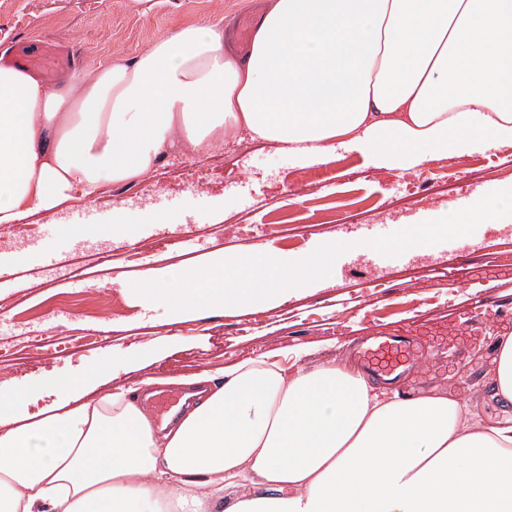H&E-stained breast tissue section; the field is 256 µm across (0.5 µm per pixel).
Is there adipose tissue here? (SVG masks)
I'll return each mask as SVG.
<instances>
[{"label":"adipose tissue","mask_w":512,"mask_h":512,"mask_svg":"<svg viewBox=\"0 0 512 512\" xmlns=\"http://www.w3.org/2000/svg\"><path fill=\"white\" fill-rule=\"evenodd\" d=\"M319 159L353 144L417 164L512 143V0H271L241 59L223 23L55 88L0 65V224L150 174L174 139L225 132ZM512 405V333L486 365ZM447 386L413 398L330 361L264 357L187 378L170 427L125 392L63 398L0 431V512H512V419Z\"/></svg>","instance_id":"ef3b65f1"}]
</instances>
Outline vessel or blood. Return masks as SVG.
Wrapping results in <instances>:
<instances>
[{
    "instance_id": "vessel-or-blood-1",
    "label": "vessel or blood",
    "mask_w": 512,
    "mask_h": 512,
    "mask_svg": "<svg viewBox=\"0 0 512 512\" xmlns=\"http://www.w3.org/2000/svg\"><path fill=\"white\" fill-rule=\"evenodd\" d=\"M10 61L18 66L36 68L49 76L71 67L74 52L51 46H23L11 55ZM358 359L366 372L396 380L412 366H427L431 361V349L418 334H390L363 341Z\"/></svg>"
}]
</instances>
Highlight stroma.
<instances>
[{
  "label": "stroma",
  "instance_id": "stroma-1",
  "mask_svg": "<svg viewBox=\"0 0 512 512\" xmlns=\"http://www.w3.org/2000/svg\"><path fill=\"white\" fill-rule=\"evenodd\" d=\"M269 0H155L140 13L131 0H0V54L24 45L70 46L76 67L130 62L179 30L265 12ZM512 185V144L414 165L339 146L315 161L260 140H226L191 150L166 148L153 173L104 184L93 199L74 198L23 220L20 240L0 234V397L19 398L34 414L57 401L51 376L83 371L89 401L136 391L148 379L220 372L263 355L289 369L352 359L364 336L418 331L434 351V368H415L420 391L462 370L457 397L484 420L512 417L492 397L480 357L493 336L512 330V218L480 225L451 240L397 257L348 249L329 277L293 289L287 299L220 311H170L132 290L146 273L188 271L269 251L293 261L319 245L375 238L437 219ZM123 207L106 225L73 224L76 212ZM141 246L142 262L128 258ZM112 253L107 267L98 250ZM44 338L27 347L24 331ZM89 333L100 342L83 343Z\"/></svg>",
  "mask_w": 512,
  "mask_h": 512
}]
</instances>
